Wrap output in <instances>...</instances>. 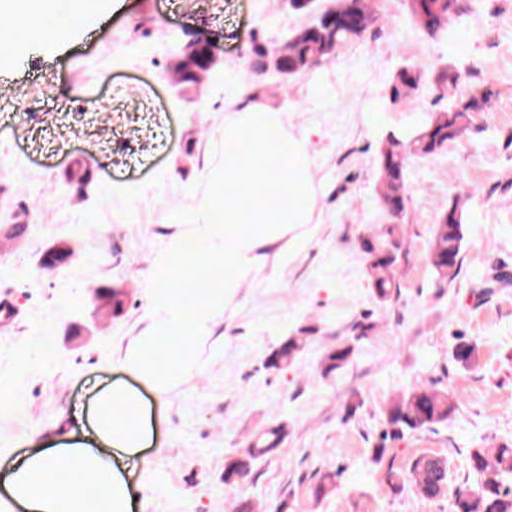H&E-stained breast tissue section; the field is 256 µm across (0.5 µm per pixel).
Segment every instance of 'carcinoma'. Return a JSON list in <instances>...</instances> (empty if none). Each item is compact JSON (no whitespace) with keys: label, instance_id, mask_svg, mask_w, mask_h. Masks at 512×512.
Returning <instances> with one entry per match:
<instances>
[{"label":"carcinoma","instance_id":"obj_1","mask_svg":"<svg viewBox=\"0 0 512 512\" xmlns=\"http://www.w3.org/2000/svg\"><path fill=\"white\" fill-rule=\"evenodd\" d=\"M461 0H409L412 20L428 37L448 39V26L463 10ZM353 14V22L347 26L326 25L323 17L329 14ZM375 22L370 0H338L336 7L321 11L311 22L295 32L280 48L257 44L253 48L251 68L260 73H272L284 82L312 69L315 63H323L345 43L363 36ZM215 63L213 55L197 41L184 45L181 60L177 64L178 80L187 89L196 85L202 75ZM425 74L415 64L399 70L390 82L388 101L391 104H407L416 99L424 87ZM435 83L459 91V98L410 134L385 136L384 147L378 157L379 180L377 198L383 216L388 222L385 234L376 239H366L362 248L368 258L376 296L386 300L396 290L392 275L401 247L400 224L408 210L405 193L409 164L414 157L436 154L449 142L460 137L468 129L473 114L485 110L494 96V80L486 79L478 87L467 85L466 76L450 67L435 71ZM469 211L457 196L452 197L439 224L435 225L431 252V265L437 280H453L461 266L464 240V224ZM373 329V324L359 321L353 325V336L336 344L324 356V373H338L351 362L357 346ZM306 329L300 335L289 336L267 357L265 366L280 370L293 363L303 348ZM453 361L462 368H472L476 363V345L460 336L452 348ZM456 405L445 391L426 387L410 388L387 410L386 424L379 441L371 449L370 461L381 467L392 452L390 445L415 432L432 431L448 421ZM284 437L282 428H273L261 435L243 453L229 458L224 464V483L230 484L249 475L256 463L276 449ZM469 471L477 476L474 489L461 487L455 492L451 512H512V445L502 444L495 448H471L468 453ZM340 473L329 469L323 472L313 489L315 497L325 495ZM385 480L397 492L407 487L424 499L444 495L448 485V460L443 457L420 456L409 471L402 474L388 467Z\"/></svg>","mask_w":512,"mask_h":512}]
</instances>
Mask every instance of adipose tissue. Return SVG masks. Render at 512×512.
I'll use <instances>...</instances> for the list:
<instances>
[{
    "mask_svg": "<svg viewBox=\"0 0 512 512\" xmlns=\"http://www.w3.org/2000/svg\"><path fill=\"white\" fill-rule=\"evenodd\" d=\"M0 6L12 18L0 34L1 69L37 24H44L47 41H62L88 9L86 0H71L63 25L56 0H0ZM238 95L243 104L224 123V162L204 202L208 221L198 227L207 243L203 254L189 255L176 234L156 255L143 290L151 319L118 349V366L133 384L115 382L96 393L92 439H47L11 464L0 492L22 512H133L135 492L123 462L153 434L141 388L162 400L189 383L202 353L223 349L214 326L265 250L303 244L299 229L313 223L316 197L307 137L284 112L258 101L253 84H241ZM95 487L102 496H91Z\"/></svg>",
    "mask_w": 512,
    "mask_h": 512,
    "instance_id": "ef3b65f1",
    "label": "adipose tissue"
}]
</instances>
